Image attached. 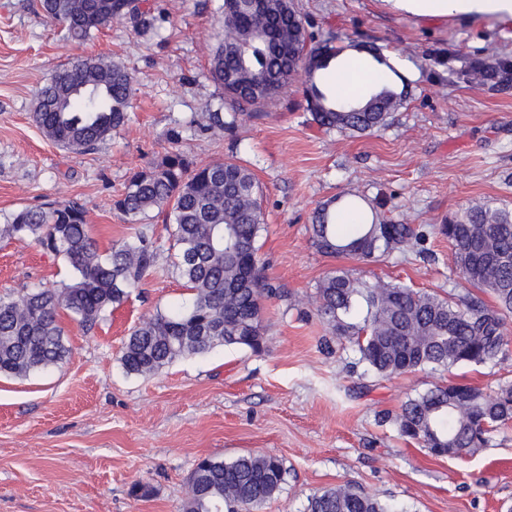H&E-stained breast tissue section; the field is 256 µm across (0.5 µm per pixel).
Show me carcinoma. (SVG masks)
I'll list each match as a JSON object with an SVG mask.
<instances>
[{"instance_id":"carcinoma-1","label":"carcinoma","mask_w":512,"mask_h":512,"mask_svg":"<svg viewBox=\"0 0 512 512\" xmlns=\"http://www.w3.org/2000/svg\"><path fill=\"white\" fill-rule=\"evenodd\" d=\"M35 14L64 25L82 43L114 23L132 20L141 32L153 18L137 0H35ZM224 36L211 47L210 72L232 110L277 101L301 80L313 121L327 131L372 134L386 126L403 100L394 84L342 101L320 87V71L341 49L328 36L314 42L294 0H265L264 13L248 16L236 0L221 6ZM269 24L273 46L257 31ZM489 61L471 62L467 83L492 90L512 88V58L485 48ZM135 93L128 71L106 57L77 56L40 89L32 118L60 146L90 151L125 124ZM260 184L251 168L234 160L192 167L176 151L133 172L115 207L130 224L152 211L165 214L172 272L191 291L188 304L158 311L135 327L121 363L130 375L151 376L175 361L238 345L259 353L267 344L262 301L278 294L258 257L265 230ZM335 200L314 216L312 241L327 257L377 261L415 249L426 231L389 224L375 207L360 209L359 223L338 230ZM452 246L451 267L469 285L442 297L348 269L327 273L308 304L331 340L357 347L361 361L382 377L424 367L495 365L507 345L505 320L512 315V210L476 204L438 228ZM0 236L27 240L63 257L71 279L53 288H21L0 296V375L24 378L58 365L70 354L60 325L63 312L91 332L103 316L140 287L157 263L162 245L142 227L131 241L102 255L90 236L87 211L76 202L24 208L0 225ZM493 297L488 304L479 293ZM512 421V384L484 391L469 384L435 385L409 397L395 417L400 436L434 456L475 453L487 434ZM286 470L276 456L246 453L227 462L201 459L188 482L184 512H257L282 488ZM307 512H399L378 494L349 484L313 495Z\"/></svg>"}]
</instances>
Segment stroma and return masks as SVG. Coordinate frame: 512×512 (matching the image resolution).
Wrapping results in <instances>:
<instances>
[{
	"instance_id": "1",
	"label": "stroma",
	"mask_w": 512,
	"mask_h": 512,
	"mask_svg": "<svg viewBox=\"0 0 512 512\" xmlns=\"http://www.w3.org/2000/svg\"><path fill=\"white\" fill-rule=\"evenodd\" d=\"M222 3L141 0L150 31L115 23L77 44L35 15L31 0H0V224L24 207L74 200L108 252L135 232L115 200L131 172L164 155L174 130L192 165L234 155L254 171L266 222L259 258L283 291L264 303L263 352L219 347L145 378L122 367L127 337L190 296L169 252L92 333L63 318L71 353L62 364L0 377V512H183L199 458L248 452L275 454L287 470L260 512H306L311 495L344 482L401 512H512V423L476 453L435 457L401 438L392 421L408 396L436 383L489 390L512 382V316L496 367L380 378L352 344L323 346L327 329L306 303L335 268L442 295L463 289L438 228L476 203L512 208V90L471 86L448 70L484 59L490 43L512 57V20L417 17L387 0H295L310 32L334 34L349 52L377 46L395 61L406 100L376 133L328 132L296 84L217 135L204 125L207 113L228 110L209 66ZM76 56L111 57L136 87L128 122L87 152L56 145L32 119L39 89ZM351 195L377 204L386 220L425 228L428 259L411 250L377 262L320 254L309 231L316 210ZM69 272L63 257L0 239V294L49 286ZM137 483L147 496L132 495Z\"/></svg>"
}]
</instances>
